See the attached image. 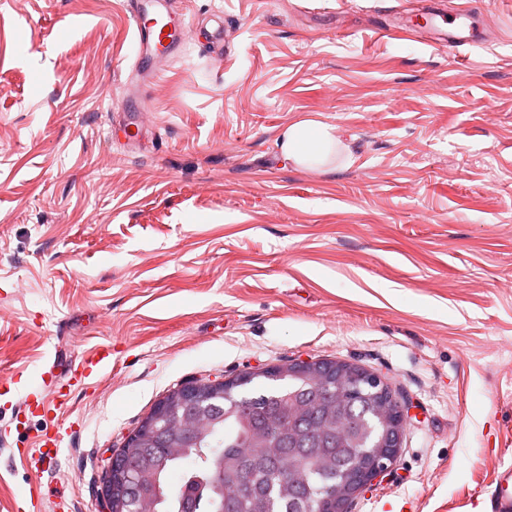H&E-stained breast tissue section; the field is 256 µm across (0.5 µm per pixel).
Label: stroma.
<instances>
[{
    "label": "stroma",
    "instance_id": "stroma-1",
    "mask_svg": "<svg viewBox=\"0 0 512 512\" xmlns=\"http://www.w3.org/2000/svg\"><path fill=\"white\" fill-rule=\"evenodd\" d=\"M175 2L164 60L134 51L126 0H0V503L58 481L101 512L111 454L168 391L327 359L409 405L351 512H489L512 461V0H478L492 46L465 61L329 23L421 0ZM306 118L349 164L281 157ZM103 343L110 373L24 413L50 356ZM57 428L56 466L11 462Z\"/></svg>",
    "mask_w": 512,
    "mask_h": 512
}]
</instances>
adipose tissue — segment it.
<instances>
[{
	"label": "adipose tissue",
	"instance_id": "adipose-tissue-1",
	"mask_svg": "<svg viewBox=\"0 0 512 512\" xmlns=\"http://www.w3.org/2000/svg\"><path fill=\"white\" fill-rule=\"evenodd\" d=\"M276 145L283 159L297 167L313 170L331 163L344 142L331 126L304 119L288 125Z\"/></svg>",
	"mask_w": 512,
	"mask_h": 512
}]
</instances>
